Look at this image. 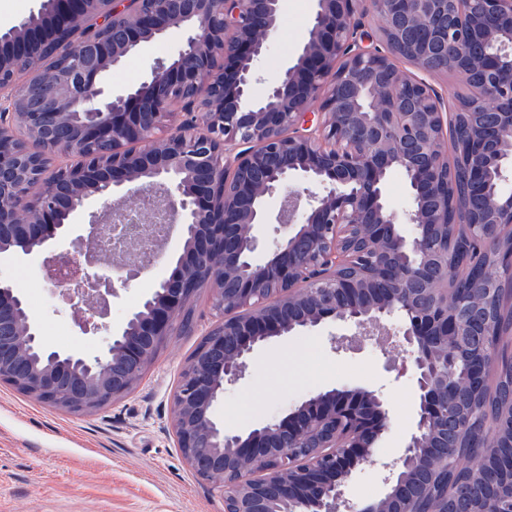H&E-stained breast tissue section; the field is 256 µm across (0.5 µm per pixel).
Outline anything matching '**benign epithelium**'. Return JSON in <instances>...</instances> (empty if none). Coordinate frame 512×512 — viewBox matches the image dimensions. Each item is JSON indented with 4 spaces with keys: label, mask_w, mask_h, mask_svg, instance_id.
<instances>
[{
    "label": "benign epithelium",
    "mask_w": 512,
    "mask_h": 512,
    "mask_svg": "<svg viewBox=\"0 0 512 512\" xmlns=\"http://www.w3.org/2000/svg\"><path fill=\"white\" fill-rule=\"evenodd\" d=\"M108 2L111 43L78 44L62 76L49 71L20 90L0 80V250L20 242L21 260L40 258L49 268L57 261L52 246L71 229L58 215L111 198L128 220L112 225L116 240L145 237L137 226L141 195L162 188L181 251L166 259L169 275L119 328L104 326V351L92 358L47 346L25 296L0 276V382L59 409L95 410L141 377L117 376L111 363L149 366L208 288L221 321L181 371L172 429L191 469L224 493V512H384L415 465L433 480L447 465L433 439L446 433L448 400L464 388L458 338L480 348L477 380L512 369V321L508 340L487 342L483 301L449 296L454 253L445 242L429 243L448 230V210L457 208L447 172L456 95L408 77L398 62L481 77L467 110L482 116L485 132L456 143L471 227L459 249L512 239V194L502 190L512 181V0H316L295 62L258 100L250 90L262 81L258 65L280 28V0ZM87 3L59 0L60 26ZM371 19L379 33L366 45ZM172 29L182 31V43L148 81L117 95L100 82ZM186 90L196 94L183 100L184 119L174 127L168 102ZM15 123L46 152L78 155L81 163L47 181L42 158L14 140ZM394 169L410 190L402 211L386 197ZM274 196L282 198L277 227L259 257L257 227L270 223ZM356 259L368 271L341 277L339 268ZM102 268L101 260L89 261L82 282L51 284L81 312L82 329L116 294ZM372 276L392 279V296L374 302L366 283ZM489 276L512 314V249ZM345 294L357 304L343 303ZM327 320L366 340L393 331L411 364L418 409L391 459H377L390 420L376 390L332 388L249 431L214 418L224 387L241 378L256 347ZM201 439L215 452L205 468L189 453ZM365 464L380 466L384 493L352 502L342 486ZM290 469L341 476L299 497Z\"/></svg>",
    "instance_id": "7a95c632"
}]
</instances>
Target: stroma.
<instances>
[{"label": "stroma", "instance_id": "stroma-1", "mask_svg": "<svg viewBox=\"0 0 512 512\" xmlns=\"http://www.w3.org/2000/svg\"><path fill=\"white\" fill-rule=\"evenodd\" d=\"M313 0H282L279 29L260 63L263 93L284 64L298 55L313 15ZM182 35L171 30L103 76L116 94L145 80L159 61H169ZM40 262L0 253V275L25 274L21 292L41 334L53 349L98 355L104 331L80 330L71 307L49 290L38 289ZM167 272L153 267L111 299L106 323L119 327L127 311L149 294ZM220 321L209 290L193 303V324L176 332L126 396L94 411L71 414L0 383V512H224V497L189 468L171 431V395L182 365L205 333ZM334 323L271 339L257 347L242 378L226 386L214 409L228 428L247 431L286 415L310 396L342 386L382 391L391 428L379 455L399 454L417 412L410 364L382 354L371 340L344 341Z\"/></svg>", "mask_w": 512, "mask_h": 512}]
</instances>
